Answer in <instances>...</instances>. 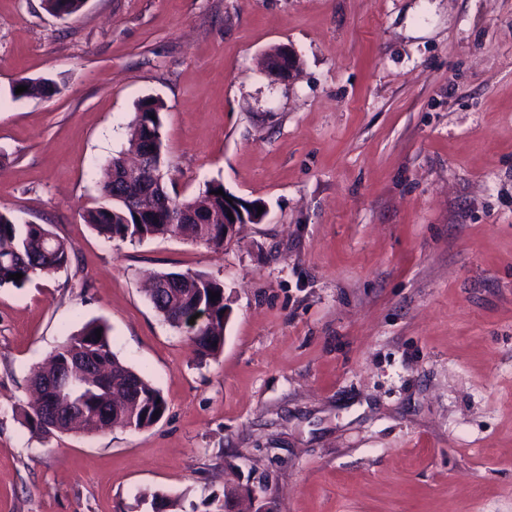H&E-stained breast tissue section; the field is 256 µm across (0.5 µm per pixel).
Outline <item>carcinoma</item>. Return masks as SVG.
<instances>
[{
    "label": "carcinoma",
    "mask_w": 512,
    "mask_h": 512,
    "mask_svg": "<svg viewBox=\"0 0 512 512\" xmlns=\"http://www.w3.org/2000/svg\"><path fill=\"white\" fill-rule=\"evenodd\" d=\"M50 13H77L83 8V0H44ZM25 86L27 91L16 93V87ZM54 92L53 84L45 78L21 77L15 81L11 94L16 99L45 97ZM161 101L153 98L139 103L130 123L127 152L139 154L144 149L147 137L146 125H151L156 136H162ZM124 153H119L107 161L105 179L100 188V201L96 206L84 210L85 223L101 237L112 241H141L154 236H187L205 247L218 250L224 246V196L214 191L224 188L221 183L208 185L204 191L191 198L171 195L165 182L157 184L154 197L169 201L165 212L152 210L143 217L135 218V213L125 205V199L139 197L143 188L136 183H128L122 178ZM71 263V255L66 240L53 232L46 224H18L7 211L0 210V287H21L33 277L48 275L65 270ZM20 273L22 278L15 281L10 275ZM177 277L180 284L172 289L162 307V317L173 328L181 330L198 313H208L193 331L196 336H206L208 340L197 345L204 358L217 356L224 346V323L222 312L229 310L224 297L211 299V293L224 292V284L201 273L162 272L156 275L151 287L168 277ZM101 335H96V330ZM89 350L102 354L113 372V378L132 372V368L121 362L112 352L108 328L99 322H89L50 356L48 362L33 376L34 390L41 391L43 380L53 373L68 357L79 351ZM141 380V407L135 415L112 413L108 420L96 416L94 410L105 405L112 406L113 390H121L122 383L107 381L80 384L73 396L80 401L86 414L81 421L89 433L116 426L135 430L148 428L161 420L167 412L168 404L158 388L148 379ZM23 420L29 429L44 437L61 431L44 425L36 406L22 412Z\"/></svg>",
    "instance_id": "carcinoma-1"
}]
</instances>
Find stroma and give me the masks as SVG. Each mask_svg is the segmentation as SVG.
<instances>
[{
    "instance_id": "obj_1",
    "label": "stroma",
    "mask_w": 512,
    "mask_h": 512,
    "mask_svg": "<svg viewBox=\"0 0 512 512\" xmlns=\"http://www.w3.org/2000/svg\"><path fill=\"white\" fill-rule=\"evenodd\" d=\"M147 98L170 194L264 202L223 249L83 222ZM0 209L72 256L0 288V512H512V0H0ZM153 272L223 282L217 357ZM93 320L167 413L33 434V373ZM280 48L281 57L269 58L267 56L266 68L267 71L274 76L289 78L298 67L297 55L293 48L289 46L280 45ZM18 86H27V91L16 94ZM54 92L53 84L45 78H28L21 77L15 81L14 87L11 89V94L16 99L21 98H37L45 97Z\"/></svg>"
}]
</instances>
